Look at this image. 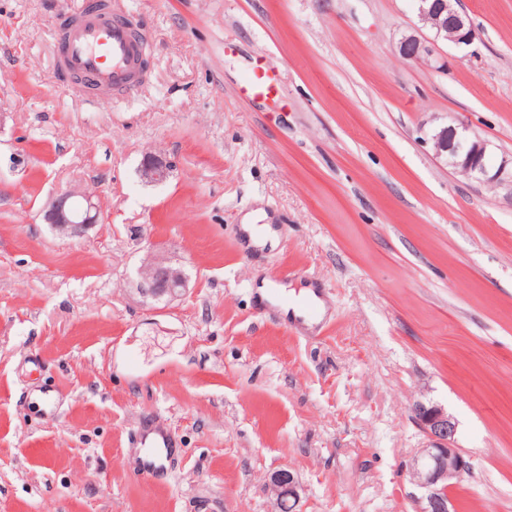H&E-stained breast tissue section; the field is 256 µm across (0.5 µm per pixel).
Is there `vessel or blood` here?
I'll return each mask as SVG.
<instances>
[{
    "instance_id": "vessel-or-blood-1",
    "label": "vessel or blood",
    "mask_w": 512,
    "mask_h": 512,
    "mask_svg": "<svg viewBox=\"0 0 512 512\" xmlns=\"http://www.w3.org/2000/svg\"><path fill=\"white\" fill-rule=\"evenodd\" d=\"M142 31L130 16L112 12L104 0H82L74 13L66 16L55 36L58 78H81L98 91L124 96L135 92L139 82L135 71L140 60ZM278 84L276 73L253 68L243 73V92L271 96ZM135 475L154 476L178 452L179 443L166 427L143 421L135 432Z\"/></svg>"
}]
</instances>
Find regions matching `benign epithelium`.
<instances>
[{"mask_svg":"<svg viewBox=\"0 0 512 512\" xmlns=\"http://www.w3.org/2000/svg\"><path fill=\"white\" fill-rule=\"evenodd\" d=\"M459 3L460 0H416L417 16L435 30L436 37L469 45L475 38V31ZM399 53L406 59L417 60L429 53V48L419 36L409 35L400 41ZM433 141L438 155L451 158L454 165L462 167L472 178L488 183H498L507 177L512 179L505 162L493 172L487 168L485 141L467 137L454 125L440 128L433 135ZM170 171L169 163L149 157L141 167V177L148 183H162ZM74 196L73 192L58 194L44 215L55 232L67 237L82 236L99 222L100 211L92 197L85 196L84 206L75 209L71 206ZM186 284L183 267L156 254L142 267L135 291L146 303H169L184 294ZM413 419L430 439V445L418 449L411 464L413 481L425 490V495L419 499L421 512H451L447 494L450 481L461 478L469 470L462 449L454 445L455 419L444 408L423 403L414 407ZM270 488L276 497L286 493L294 503L300 501L297 481L287 469L271 475Z\"/></svg>","mask_w":512,"mask_h":512,"instance_id":"benign-epithelium-1","label":"benign epithelium"}]
</instances>
